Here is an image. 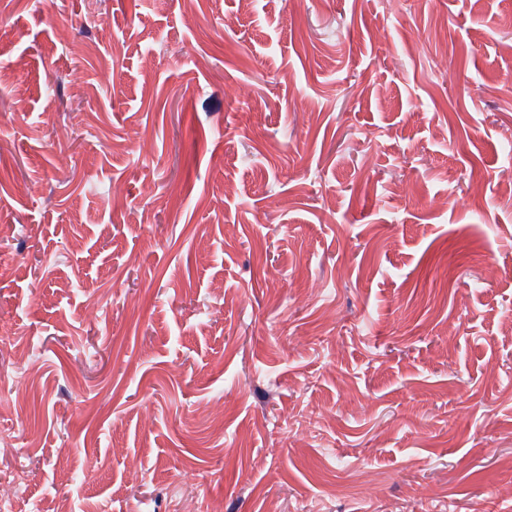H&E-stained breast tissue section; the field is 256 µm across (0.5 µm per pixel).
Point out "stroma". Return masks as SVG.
Masks as SVG:
<instances>
[{"label":"stroma","mask_w":512,"mask_h":512,"mask_svg":"<svg viewBox=\"0 0 512 512\" xmlns=\"http://www.w3.org/2000/svg\"><path fill=\"white\" fill-rule=\"evenodd\" d=\"M1 69L13 512H512V0H0Z\"/></svg>","instance_id":"obj_1"}]
</instances>
